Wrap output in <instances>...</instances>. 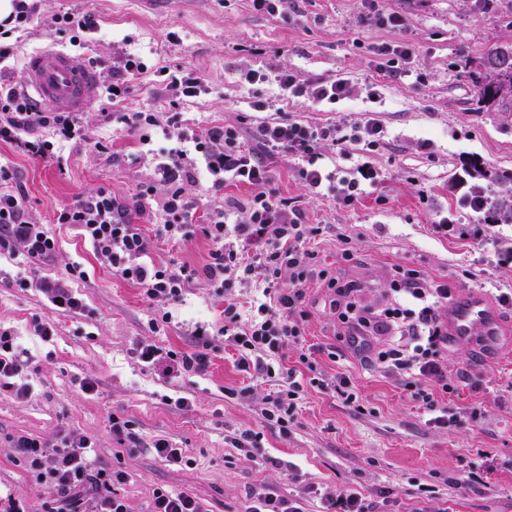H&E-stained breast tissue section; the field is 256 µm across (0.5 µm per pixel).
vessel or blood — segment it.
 Here are the masks:
<instances>
[{"label":"vessel or blood","mask_w":512,"mask_h":512,"mask_svg":"<svg viewBox=\"0 0 512 512\" xmlns=\"http://www.w3.org/2000/svg\"><path fill=\"white\" fill-rule=\"evenodd\" d=\"M27 85L46 105L81 111L100 92V82L84 57L49 46L28 54ZM496 306L473 290L455 296L448 306V331L459 342H468L475 332L490 341L500 334Z\"/></svg>","instance_id":"1"}]
</instances>
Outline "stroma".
Wrapping results in <instances>:
<instances>
[{
    "label": "stroma",
    "instance_id": "stroma-1",
    "mask_svg": "<svg viewBox=\"0 0 512 512\" xmlns=\"http://www.w3.org/2000/svg\"><path fill=\"white\" fill-rule=\"evenodd\" d=\"M406 19L405 39L414 48L397 71H378L374 46L391 43L393 32L362 22V0H290L280 14L254 10L251 0H42L21 37V54L0 63V71L22 85L25 55L47 44L76 49L96 71L120 54H137L145 72L128 96L100 92L82 111L90 142L63 146L60 164L33 158L0 143V162L9 163L12 186L25 199L33 223L46 225L56 240L49 261L32 265L21 254L0 253V326L12 331L26 365L20 376L27 398L0 389V494L20 500L26 512H48L53 487L29 472L13 442L27 436L52 441L67 429L96 444L97 463L127 472L119 488L129 512H147L158 489L189 491L208 512H245L255 492L300 499L305 512H323L326 496L355 492L378 512H512V334L494 345L448 346L451 402L460 414L442 426L413 401L403 382L353 356L341 339L331 305L329 278L352 281L371 292L386 287L390 267L417 270L429 283L453 291L477 289L491 302L512 291V262L499 261L496 245L512 244V221H499L494 241L479 243L434 233L436 214L454 211L458 222L482 223L460 208L471 184L497 195L512 185L493 175L512 173V108L478 111L479 89L469 63L496 46H512V0H380ZM93 15L96 28L71 35L56 31L53 15ZM276 66L298 79H347L351 93L336 104L284 97L273 82H244L250 69ZM164 67H182L204 76L207 91L172 107L159 84ZM376 98H368V87ZM269 102L266 111L251 108ZM179 110L197 136L216 125H240L250 147L261 151L257 126L293 118L313 124L347 126L377 119L383 142L374 150L350 145L340 152L324 147L321 166L345 176L371 161L380 172L352 208L309 192L298 178V163L265 155L271 186L296 200L305 220L320 225L312 242L316 272L306 282L305 339L313 345L323 376H348L359 403L339 393L306 387L287 431L266 425L262 411L275 383L250 382L223 337L212 339L205 374L168 377L138 361L137 344L190 350L196 323L219 328L224 298L203 274L212 249L203 234L173 242L158 220L135 209L139 189L154 179L162 144L159 134L103 122L105 112L149 110L167 116ZM106 188L128 208V218L151 239L156 264L186 266L191 279L183 304L170 323L154 324L156 309L141 289L113 274L95 257L73 227L56 223L60 207ZM349 235L351 259H343L340 235ZM78 264L84 272L75 287L84 311H55L39 290L41 279ZM27 286H20V277ZM52 319L56 334L42 341L34 331L40 318ZM97 383L83 392L81 378ZM187 406H178V399ZM482 417H472V409ZM132 420L137 442H118L110 415ZM261 437L256 448H237L243 430ZM166 439L183 462L158 458L152 441Z\"/></svg>",
    "mask_w": 512,
    "mask_h": 512
}]
</instances>
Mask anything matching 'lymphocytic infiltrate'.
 <instances>
[{
  "label": "lymphocytic infiltrate",
  "instance_id": "obj_1",
  "mask_svg": "<svg viewBox=\"0 0 512 512\" xmlns=\"http://www.w3.org/2000/svg\"><path fill=\"white\" fill-rule=\"evenodd\" d=\"M244 78L250 83L275 81L290 97L317 103L332 104L350 93L345 80L302 82L284 70L251 69ZM121 121L136 131L159 127L165 135L178 139V147L157 164L155 184L142 189L140 203L159 208L169 240L186 238L197 226L212 242L203 272L224 293V324L219 333L225 345L236 352L241 371L252 370L258 378L281 384L271 397L265 421L287 429L304 387L298 373L302 367L310 374L308 384L334 388L346 403H356L352 380L342 376L336 383H328L305 348L303 285L316 257L310 243L320 228L306 223L298 208L270 190L271 173L247 147L242 129L215 126L201 139L174 115L164 121L158 113L135 111L124 113ZM256 136L267 148L300 159L298 176L303 186L318 194H332L342 207L354 206L362 198L365 184L378 182V170L367 162L341 178L324 172L317 164L321 149L327 145L379 144L383 128L376 119L353 129L328 121H271L261 124ZM88 140L78 116L43 111L28 94L0 84V142L50 162L57 159L63 144ZM203 172L210 178L212 191L223 190L229 181L251 185L254 191L246 200L228 196L223 208L201 211L197 198L187 194L186 188L197 183ZM13 180L12 168L0 163V251L22 252L32 264L47 261L55 252L56 242L44 225L29 220L23 196L10 189ZM56 221L74 226L113 273L138 285L151 305L161 309L162 320H170L173 308L183 304L188 284L184 267L146 262L150 241L139 225L128 220L123 204L110 190L99 189L58 209ZM80 274L79 267L71 265L60 275L42 279L40 291L56 311L84 309L82 298L71 285ZM283 277L288 279V287H281ZM388 279V290L372 298L361 295L353 283L332 282L337 319L349 331L346 342L356 356L403 379L412 399L433 414L436 423L454 425L458 415L443 401L444 395L455 391L448 382L446 357V318L452 291L444 284H426L414 270L402 267L393 268ZM244 288L261 294L249 314L238 297ZM194 334L199 340L196 350H165L142 344L136 354L168 376L205 373L210 365V333L200 325ZM291 346L300 350L296 369L283 363ZM16 446L29 470L52 483L56 498L49 512H128L117 491L127 480L126 472L97 467L89 438L66 434L50 444L22 436Z\"/></svg>",
  "mask_w": 512,
  "mask_h": 512
}]
</instances>
